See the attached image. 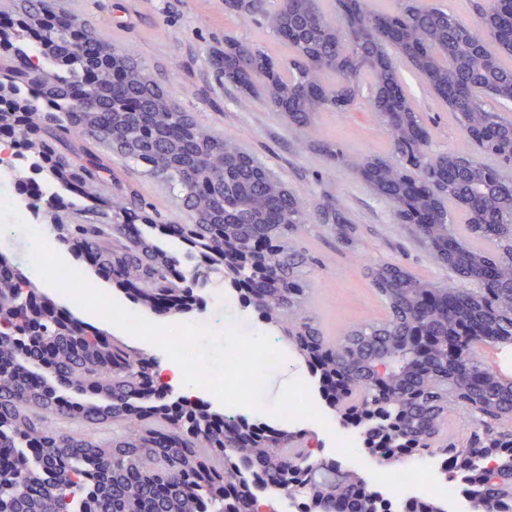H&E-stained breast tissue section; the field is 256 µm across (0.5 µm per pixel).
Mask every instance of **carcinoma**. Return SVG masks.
Instances as JSON below:
<instances>
[{
	"label": "carcinoma",
	"mask_w": 512,
	"mask_h": 512,
	"mask_svg": "<svg viewBox=\"0 0 512 512\" xmlns=\"http://www.w3.org/2000/svg\"><path fill=\"white\" fill-rule=\"evenodd\" d=\"M231 12L262 20L288 54L224 32L219 60L224 81L247 96H260L298 128L315 127L322 112L345 111L362 85L371 94L391 148V157L346 156L328 143L321 148L338 164L354 168L393 204L396 223L410 229L432 258L475 288H458L408 272L397 262H374L367 275L386 310L382 321L360 323L345 337H362L341 348L308 314L309 284L299 241L309 207L267 172L240 144L219 138L177 110L127 51H102L103 36L71 37V26L49 23L41 0H22L14 38L37 35L51 79L36 83L28 71L0 60V129L25 114L24 147L42 157L50 175L82 200L67 214L52 216V232L75 257L109 263L112 282L131 301L158 315L191 314L202 307L198 270H183L197 254L211 272L225 273L234 257V286L266 324L307 358L319 383L339 380L327 399L344 393L354 410L351 424L365 432L397 431L382 442L401 456L416 446L445 452L448 471L468 472L467 498L474 512H512V385L471 349L444 352L463 318L497 336H512V24L490 13L491 0H473V18L460 19L436 0H225ZM398 25L403 37L388 39ZM406 61L417 77L448 105L466 146L435 153L418 103L404 89L396 65ZM89 86L98 100L92 111L71 102ZM495 127L496 141L480 136ZM116 139L132 145L125 158L180 192L192 217L205 224H147L128 237L126 226L148 202L130 185H114L112 209L94 204L97 184L112 175L109 156L91 144ZM336 233L352 226L341 210L325 212ZM158 231L185 246L183 253L155 243ZM492 270L495 279L484 278ZM0 512H244L251 473H261L260 491L271 501L297 471L303 480L289 495L303 512H365L366 480L336 461L303 451L308 433L233 420L203 400L182 407L177 397L151 396L147 378L159 362L87 324L78 325L64 306L43 297L31 313L21 292H41L13 259L0 252ZM424 326L440 347L419 365L405 338ZM448 375L455 413L470 427L459 435L448 417L428 418L436 375ZM47 418L98 427L112 425V439L50 426ZM486 448L498 454L494 472L481 470ZM403 512H447L435 502H409Z\"/></svg>",
	"instance_id": "carcinoma-1"
}]
</instances>
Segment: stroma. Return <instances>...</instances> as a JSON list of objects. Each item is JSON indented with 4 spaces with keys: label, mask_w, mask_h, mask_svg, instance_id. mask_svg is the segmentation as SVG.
Listing matches in <instances>:
<instances>
[{
    "label": "stroma",
    "mask_w": 512,
    "mask_h": 512,
    "mask_svg": "<svg viewBox=\"0 0 512 512\" xmlns=\"http://www.w3.org/2000/svg\"><path fill=\"white\" fill-rule=\"evenodd\" d=\"M81 19L95 33L119 30L114 46L132 50L182 111L214 135L236 139L307 203L310 228L301 247L307 258L310 294L315 298L308 310L319 323L326 314H333L331 337L343 336L351 326L383 319L386 314L366 277L368 261L395 260L415 275L449 280L448 269L435 264L405 226L394 223L390 204L352 169L336 164L317 146L318 141H327L350 156L387 153L385 134L368 104L347 112L322 113L317 120L318 138L313 141L272 112L263 99L245 96L225 84L215 64L224 50L225 31L282 54L283 46L266 28L228 13L224 0H89ZM400 70L405 90L425 115L433 149L447 151L460 145L462 133L447 107L408 65H401ZM112 178L135 187L164 221H185L167 188L121 157L112 159ZM336 207L347 214L355 229L352 243L338 239L322 219L324 210ZM295 378L306 383L322 415L335 421L319 383L312 380L310 367L299 354L289 368L268 374L261 391L264 403L276 400Z\"/></svg>",
    "instance_id": "35a3bbf8"
}]
</instances>
